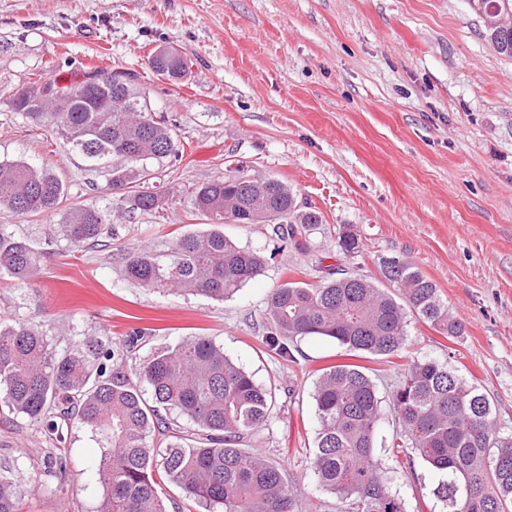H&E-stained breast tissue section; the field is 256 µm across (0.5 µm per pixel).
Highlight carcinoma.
I'll use <instances>...</instances> for the list:
<instances>
[{"mask_svg": "<svg viewBox=\"0 0 512 512\" xmlns=\"http://www.w3.org/2000/svg\"><path fill=\"white\" fill-rule=\"evenodd\" d=\"M478 34L512 57V0H469ZM149 65L176 82L190 69L172 47L156 50ZM95 69L87 93L53 101L38 91L42 78L6 99L10 111L52 128L106 176L108 205L68 201L70 179L45 164L0 156V208L15 215L63 214L43 241L0 224V278L20 284L33 277L45 254L103 245L113 236L112 213L157 211L171 190L155 185L157 169L183 156L168 121L151 111L136 76ZM187 206L207 229L180 235L167 248L121 254L126 279L163 293L200 294L222 301L264 275L267 258L224 235L223 224H262L281 248L312 247L324 218L301 205L292 188L273 177L235 168L198 183ZM362 242L350 225L336 234V258L353 257ZM380 277L336 272L312 285L286 281L268 294L262 342L297 363L291 346L306 337L331 339L347 357L381 361L400 354L415 318L447 338L465 333L435 283L408 258L379 259ZM124 343L89 340L61 351L33 322L0 323V398L10 412L46 424L59 443L78 425L100 448L95 512H167V486L209 512H305L282 465L247 448L272 417V389L232 361L224 348L191 335L152 353L136 371L125 366ZM149 390L155 405L143 398ZM313 400L318 432L310 467L317 486L334 495L339 512H407L392 491L378 457L380 403L373 369L341 362L321 369ZM398 429L391 457L405 470L420 462L438 476L434 496L446 512H512V433L498 426L496 410L479 388L436 359L414 360L389 396ZM183 419L195 436L167 421ZM0 512H18L17 485L0 475Z\"/></svg>", "mask_w": 512, "mask_h": 512, "instance_id": "1", "label": "carcinoma"}]
</instances>
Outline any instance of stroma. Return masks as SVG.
Returning a JSON list of instances; mask_svg holds the SVG:
<instances>
[{
	"mask_svg": "<svg viewBox=\"0 0 512 512\" xmlns=\"http://www.w3.org/2000/svg\"><path fill=\"white\" fill-rule=\"evenodd\" d=\"M477 27L466 0H0V154L48 163L70 177L72 196L107 205L104 177L4 104L32 74L65 84L93 66L136 72L152 111L187 144L160 169L174 189L165 209L123 215L111 247L47 255L26 284L0 279V318L39 322L60 350L144 329L132 370L186 336L223 345L275 393L271 423L252 448L280 462L318 512H336L335 496L311 477L312 393L319 369L342 350L310 337L298 340L296 362L267 352L266 296L288 280L315 283L322 263L375 277L380 257L404 256L466 331L446 338L412 322L405 357L447 361L512 431V57ZM160 45L190 59L180 84L148 69ZM234 166L287 183L322 212L312 249L278 252L263 225L228 224L240 246L272 255L265 275L233 297L168 295L125 280L120 249L162 250L197 230L186 191ZM343 224L359 229L363 251L340 260ZM58 453L64 467L48 468ZM99 458L79 427L55 446L44 424L0 403V473L17 482L19 512H95ZM382 463L408 512H441L426 466Z\"/></svg>",
	"mask_w": 512,
	"mask_h": 512,
	"instance_id": "obj_1",
	"label": "stroma"
}]
</instances>
